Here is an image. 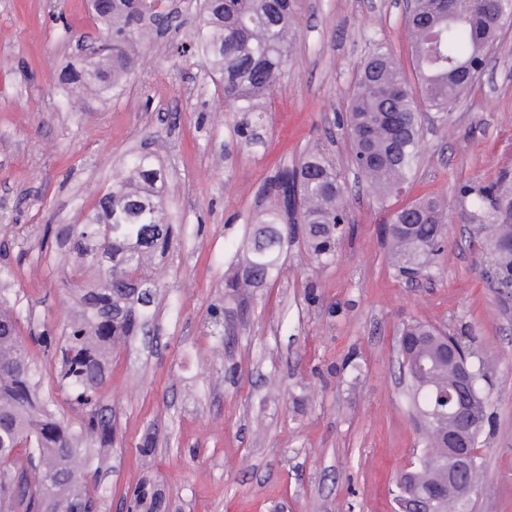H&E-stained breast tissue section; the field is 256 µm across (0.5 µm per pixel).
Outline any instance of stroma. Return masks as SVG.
<instances>
[{
	"mask_svg": "<svg viewBox=\"0 0 512 512\" xmlns=\"http://www.w3.org/2000/svg\"><path fill=\"white\" fill-rule=\"evenodd\" d=\"M58 7L0 0V299L22 332H60L76 301L60 284L53 229L78 223L96 192L124 176L132 152L159 160L178 230L158 271L151 332L113 350L97 392L114 429L87 477L101 512H126L146 476L164 512H394L395 477L424 448L397 353L398 331L414 319L469 332L488 416L471 508L512 512V301L484 283L483 233L456 194L461 183L512 171V25L455 110L424 127L407 197L444 202L447 240L411 283L397 276L381 233L403 198L373 195L336 121L372 42L409 71L402 0H297L294 59L259 108L257 144L239 133L243 116L227 111L205 61L169 49L187 38L195 11L183 13L180 31L146 42L119 92L81 100L61 77L86 66L74 38L98 27L88 0ZM317 139L330 142L351 189L334 256L316 261L294 242L278 278L254 290L246 314L229 317L231 333L211 335L232 245L272 204L264 185ZM30 353L42 392L77 423L56 359L35 345ZM147 437L146 458L138 448Z\"/></svg>",
	"mask_w": 512,
	"mask_h": 512,
	"instance_id": "stroma-1",
	"label": "stroma"
}]
</instances>
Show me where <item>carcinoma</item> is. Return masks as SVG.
Segmentation results:
<instances>
[{
    "instance_id": "1",
    "label": "carcinoma",
    "mask_w": 512,
    "mask_h": 512,
    "mask_svg": "<svg viewBox=\"0 0 512 512\" xmlns=\"http://www.w3.org/2000/svg\"><path fill=\"white\" fill-rule=\"evenodd\" d=\"M94 17L112 52L72 80L82 94L122 88L134 70L146 19L161 23L155 0H92ZM295 0H201L199 19L191 32L195 51L219 76L225 106L231 112H252L276 88L292 57ZM512 22V0H415L405 16L411 35L412 66L417 91L407 83L403 67L376 43L359 69L356 90L346 116L352 143L351 162L380 196L399 195L413 184L419 161L422 110L447 115L478 78L499 33ZM125 178L112 185L85 213L82 223L57 230L70 244L72 266L66 283L75 286L78 312L63 329L62 339L42 330L24 338L11 307L0 305V457L17 446L33 448L36 463L15 472H0V512H86L95 500L86 491L90 464L84 441L104 451L112 447V419L95 404L112 349L140 331L150 303L129 290L132 273L140 288L155 292L156 261L173 244L174 227L166 209L165 178L156 156H129ZM295 192L288 210L279 202L266 208L245 238L237 263L224 279L227 301L247 306L244 293L276 279L280 259L302 232V243L317 260L334 255L336 241L348 221L347 186L335 159L323 148L305 151L299 164L283 167L265 192L283 180ZM471 221L495 224L498 238L489 243L494 274L512 281V174L502 171L489 181L458 188ZM413 209L391 219L409 224L407 234L388 236L390 260L398 275L428 272L442 251L443 211L434 197H419ZM46 355H59L57 381L73 393L83 415L75 427L57 414L51 396L40 390L27 340ZM454 381L448 364L438 362L428 378L410 394L411 403L443 406L441 397ZM425 487L439 485L447 495L443 509L458 508L453 490L432 469H417ZM131 512H160L161 502L144 489L133 492Z\"/></svg>"
}]
</instances>
